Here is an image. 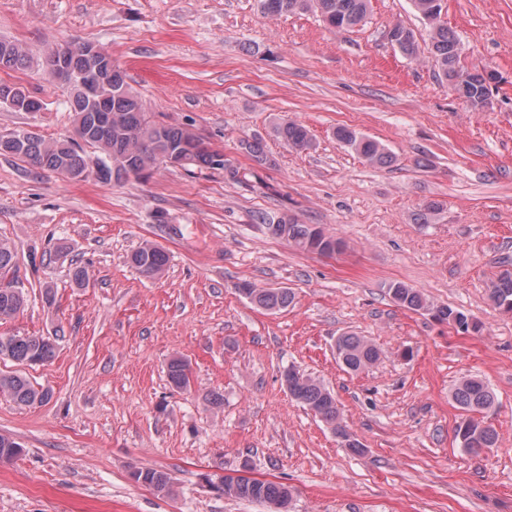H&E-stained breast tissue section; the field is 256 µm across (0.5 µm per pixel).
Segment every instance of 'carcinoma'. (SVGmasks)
Wrapping results in <instances>:
<instances>
[{"instance_id":"obj_1","label":"carcinoma","mask_w":512,"mask_h":512,"mask_svg":"<svg viewBox=\"0 0 512 512\" xmlns=\"http://www.w3.org/2000/svg\"><path fill=\"white\" fill-rule=\"evenodd\" d=\"M419 15L427 20L441 13L442 0H412ZM260 12L281 17L304 11L320 13L323 22L334 30H348L363 23L368 15L370 0H257ZM430 29L429 52L435 68L452 86L458 97L468 106L489 97L485 82L495 81L496 74L484 78L480 70L464 62V49L456 33L442 20L428 23ZM397 50L408 59L420 55V45L413 29L397 22L392 27ZM73 43L55 50V56L69 59L71 67L83 71L87 60L71 51ZM33 62L29 50L22 44L0 38V71L28 67ZM73 112V135L46 140L25 130L0 133V155L12 156L33 168L54 172L71 180L94 177L102 183H120L129 179L145 178L152 163L174 159L173 167L196 166L200 169L224 171L227 179L240 182L246 173L230 164L224 153L215 149L200 134L187 127L169 125L149 119L142 100L131 90L125 73L115 65L110 79L97 85L92 93L75 84L66 89ZM0 104L16 112H38L42 101L32 92L16 84L0 81ZM275 135L295 151L312 146L310 131L300 122L286 119L274 128ZM336 140L375 167H390L395 155L379 141L345 126L334 131ZM240 149L257 167H264L270 159L259 139H243ZM253 221L265 226L272 236L284 239L293 246L323 256L337 254L343 241L316 224H301L286 213L272 215L257 212ZM129 261L146 278L163 273L168 257L151 242L141 244ZM15 267L12 244L0 238V320L17 315L26 303L24 289L17 281L5 280ZM393 301L411 311H425L449 325L472 326L479 324L465 312L448 305H436L424 293L402 282L388 285ZM238 292L254 306L267 312H276L290 306L294 294L287 288H259L249 282L242 283ZM489 298L493 305L505 313L512 312V270H501L491 282ZM336 359L348 373L367 370L380 358L379 349L363 336L343 333L336 338ZM56 355L54 341L46 336H0V360L18 365L43 364ZM189 366L181 357H173L167 364L169 384L176 389L189 385ZM282 383L289 395L324 422L354 454L364 453L362 443L349 431L341 417L336 396L323 382L308 375L297 377L283 372ZM0 393L21 406L43 404L51 392L37 386L29 377L17 373H0ZM451 399L462 411L461 420L454 429V440L469 454H478L497 447L498 433L487 423V415L495 408L496 397L490 384L473 375L460 379L451 389ZM23 451L11 436L0 434V464L8 463ZM135 482L159 494L171 492V478L163 470L141 468L132 472ZM222 493L228 497L259 502L269 512H288L293 493L285 484L267 480L226 474Z\"/></svg>"}]
</instances>
